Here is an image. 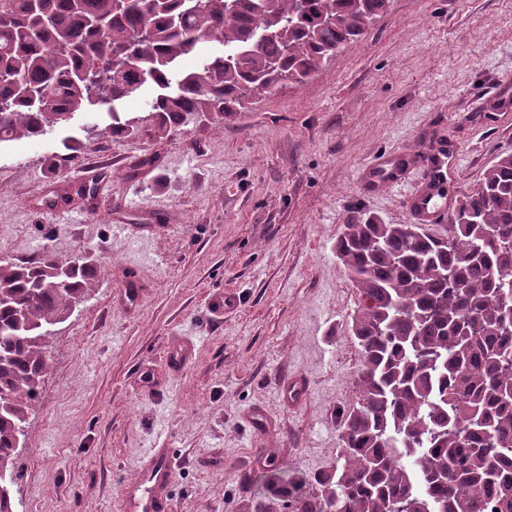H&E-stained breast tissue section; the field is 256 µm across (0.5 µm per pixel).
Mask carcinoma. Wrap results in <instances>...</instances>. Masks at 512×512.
<instances>
[{"label":"carcinoma","instance_id":"obj_1","mask_svg":"<svg viewBox=\"0 0 512 512\" xmlns=\"http://www.w3.org/2000/svg\"><path fill=\"white\" fill-rule=\"evenodd\" d=\"M390 0H0V141L36 139L90 106L152 83L147 117L112 111L111 134L187 117L229 120L299 84L364 37ZM218 43L220 53L176 65ZM101 75L96 85L86 76ZM83 184L51 203L89 197ZM336 255L361 307L362 359L330 471L306 494L286 471L289 512H512V153L449 216L448 233L355 213ZM99 268L0 260V474L14 479L28 411L48 369L49 328L87 298Z\"/></svg>","mask_w":512,"mask_h":512}]
</instances>
